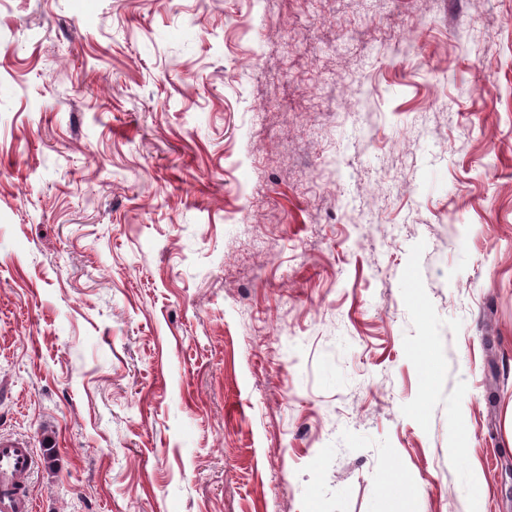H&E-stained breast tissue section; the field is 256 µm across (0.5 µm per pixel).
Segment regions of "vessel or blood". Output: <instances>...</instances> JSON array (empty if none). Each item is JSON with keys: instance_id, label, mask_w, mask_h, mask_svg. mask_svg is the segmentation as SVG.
I'll use <instances>...</instances> for the list:
<instances>
[{"instance_id": "vessel-or-blood-1", "label": "vessel or blood", "mask_w": 512, "mask_h": 512, "mask_svg": "<svg viewBox=\"0 0 512 512\" xmlns=\"http://www.w3.org/2000/svg\"><path fill=\"white\" fill-rule=\"evenodd\" d=\"M37 465L26 441L0 435V512H33L27 484Z\"/></svg>"}]
</instances>
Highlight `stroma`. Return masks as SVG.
Instances as JSON below:
<instances>
[{
    "instance_id": "1",
    "label": "stroma",
    "mask_w": 512,
    "mask_h": 512,
    "mask_svg": "<svg viewBox=\"0 0 512 512\" xmlns=\"http://www.w3.org/2000/svg\"><path fill=\"white\" fill-rule=\"evenodd\" d=\"M0 433L35 512H512V0H0Z\"/></svg>"
}]
</instances>
